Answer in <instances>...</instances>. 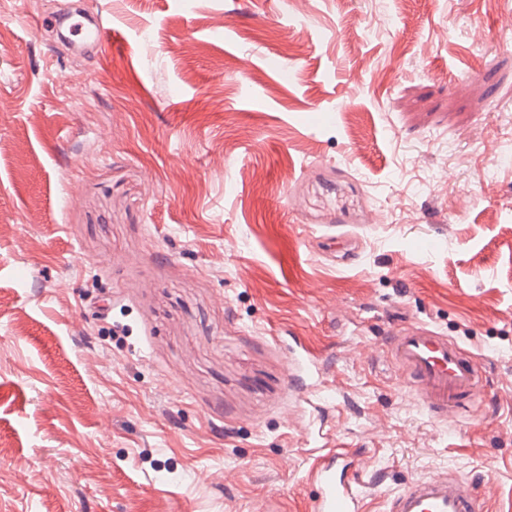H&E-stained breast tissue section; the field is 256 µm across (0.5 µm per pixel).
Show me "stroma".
I'll return each mask as SVG.
<instances>
[{"mask_svg":"<svg viewBox=\"0 0 512 512\" xmlns=\"http://www.w3.org/2000/svg\"><path fill=\"white\" fill-rule=\"evenodd\" d=\"M71 2L0 0V512H310L291 335L370 512L448 472L512 512V0H85L90 57ZM412 322L482 401L409 398ZM66 19L69 21L70 34L77 41L100 50L112 40L111 30L99 20H91L82 14L70 15ZM387 348L405 387L433 417L446 420L464 401L481 399L479 359L439 329L404 325L391 333ZM288 337H290L294 343L288 354L291 370L289 372V383L292 386L293 391L301 398V400L315 409L318 408L317 411L320 415L323 407L320 403L321 390L327 382L325 361L320 358L318 354H313L305 348L304 339L301 336ZM303 353H305V356ZM300 357L305 358L310 365L308 379H300L299 376L294 373L295 363Z\"/></svg>","mask_w":512,"mask_h":512,"instance_id":"obj_1","label":"stroma"}]
</instances>
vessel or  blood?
<instances>
[{"label": "vessel or blood", "instance_id": "obj_1", "mask_svg": "<svg viewBox=\"0 0 512 512\" xmlns=\"http://www.w3.org/2000/svg\"><path fill=\"white\" fill-rule=\"evenodd\" d=\"M71 36L100 49L112 39L110 29L84 15L69 16ZM387 348L402 371L411 394L435 418L447 419L461 403L476 401L482 393V365L456 341L428 324H407L392 332ZM306 358L308 378L290 374L289 383L298 397L313 408L321 406V390L327 382L324 359L307 352L302 337H294L290 362ZM307 481L315 488L310 512H367L360 487L361 469L349 448L336 443L330 433L313 438ZM486 505L473 480L458 474L416 479L392 497L386 512H485Z\"/></svg>", "mask_w": 512, "mask_h": 512}]
</instances>
